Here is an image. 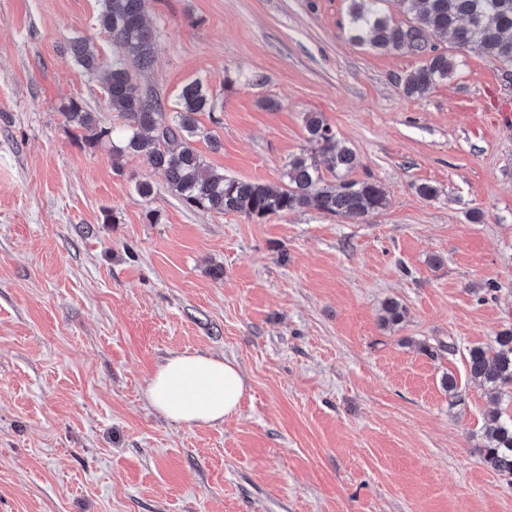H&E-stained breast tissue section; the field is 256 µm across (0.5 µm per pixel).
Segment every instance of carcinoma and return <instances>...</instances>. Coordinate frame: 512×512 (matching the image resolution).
Returning a JSON list of instances; mask_svg holds the SVG:
<instances>
[{
    "instance_id": "cac0c4a2",
    "label": "carcinoma",
    "mask_w": 512,
    "mask_h": 512,
    "mask_svg": "<svg viewBox=\"0 0 512 512\" xmlns=\"http://www.w3.org/2000/svg\"><path fill=\"white\" fill-rule=\"evenodd\" d=\"M150 0H102L98 23L112 43V61H105L85 36H74L68 49L85 74L103 75L105 103L120 119L118 126H103L82 101L70 98L62 116L84 146L110 145L113 167L128 157H140L166 187L188 208L237 213L262 219L302 209L362 221L386 206L378 182L354 179L355 151L337 141L318 112H308L304 128L310 148L288 158L281 185L244 181L224 175L209 165L196 142L210 148L219 141L200 125L199 115L213 122L217 101L199 80L182 87L178 108L164 102L140 78L155 69V31L148 25ZM386 0H349V41L384 52H418L424 33L447 36L459 49L478 53L512 67V0H396L415 24L394 22L383 7ZM458 66L454 57L433 50L426 62L402 79L409 97H423L448 80ZM325 158L336 180L326 181L319 158ZM406 308L396 299L383 303L380 326L402 322ZM468 375L492 393L512 399V327L493 342L469 350ZM486 441L478 448L482 462L512 482V412L496 409L488 415Z\"/></svg>"
}]
</instances>
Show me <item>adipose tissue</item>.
I'll return each instance as SVG.
<instances>
[{
  "mask_svg": "<svg viewBox=\"0 0 512 512\" xmlns=\"http://www.w3.org/2000/svg\"><path fill=\"white\" fill-rule=\"evenodd\" d=\"M247 389L234 359L184 352L158 364L145 398L168 421L189 427L215 425L238 412Z\"/></svg>",
  "mask_w": 512,
  "mask_h": 512,
  "instance_id": "adipose-tissue-1",
  "label": "adipose tissue"
}]
</instances>
